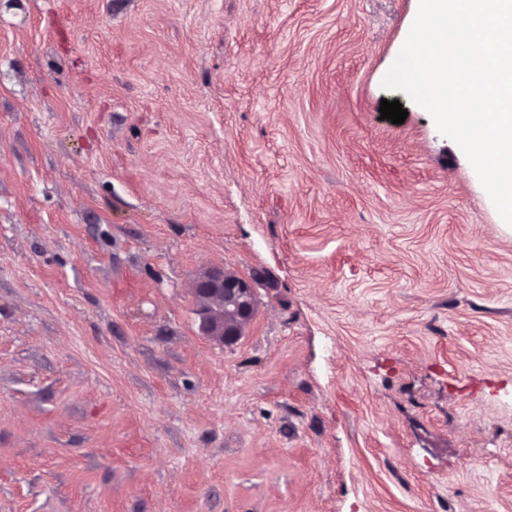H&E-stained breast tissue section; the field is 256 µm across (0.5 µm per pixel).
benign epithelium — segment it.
Returning <instances> with one entry per match:
<instances>
[{
	"instance_id": "benign-epithelium-1",
	"label": "benign epithelium",
	"mask_w": 512,
	"mask_h": 512,
	"mask_svg": "<svg viewBox=\"0 0 512 512\" xmlns=\"http://www.w3.org/2000/svg\"><path fill=\"white\" fill-rule=\"evenodd\" d=\"M195 298L200 332L220 343L239 339L256 313L255 294L249 282L221 269L207 270L199 276Z\"/></svg>"
}]
</instances>
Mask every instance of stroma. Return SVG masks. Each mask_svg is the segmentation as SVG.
<instances>
[{
  "label": "stroma",
  "mask_w": 512,
  "mask_h": 512,
  "mask_svg": "<svg viewBox=\"0 0 512 512\" xmlns=\"http://www.w3.org/2000/svg\"><path fill=\"white\" fill-rule=\"evenodd\" d=\"M416 7L0 0V512H512V229L381 85ZM195 298L200 332L220 343L239 339L256 313L255 294L249 282L223 269L207 270L199 276Z\"/></svg>",
  "instance_id": "obj_1"
}]
</instances>
